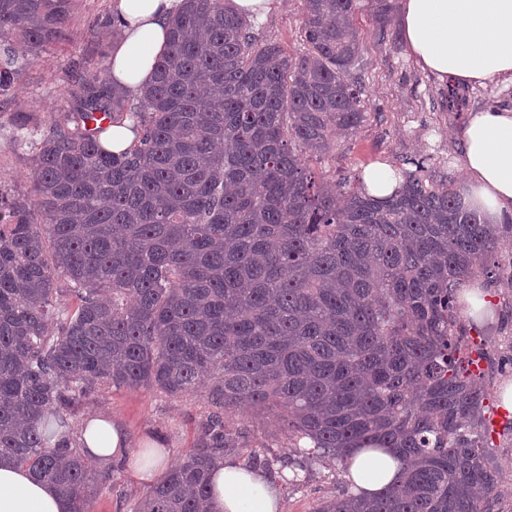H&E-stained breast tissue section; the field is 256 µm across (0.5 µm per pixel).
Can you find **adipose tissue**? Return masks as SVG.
Instances as JSON below:
<instances>
[{
  "label": "adipose tissue",
  "mask_w": 512,
  "mask_h": 512,
  "mask_svg": "<svg viewBox=\"0 0 512 512\" xmlns=\"http://www.w3.org/2000/svg\"><path fill=\"white\" fill-rule=\"evenodd\" d=\"M181 0H114L120 37L112 47L110 79L129 95H140L153 79L167 48V31ZM403 37L417 63L439 78L473 84L512 80V0H401ZM464 175L462 202L487 224L512 216V109L471 113L459 133ZM85 455L107 464L136 456L148 479L167 468L170 457L155 441L133 447L121 423L105 412L85 417L78 428ZM400 469L395 449L362 448L345 479L352 494L374 496ZM212 512H281L278 486L260 469L235 458L219 460L210 479ZM65 498L20 467L0 463V512H68Z\"/></svg>",
  "instance_id": "1"
}]
</instances>
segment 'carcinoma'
Instances as JSON below:
<instances>
[{"label":"carcinoma","mask_w":512,"mask_h":512,"mask_svg":"<svg viewBox=\"0 0 512 512\" xmlns=\"http://www.w3.org/2000/svg\"><path fill=\"white\" fill-rule=\"evenodd\" d=\"M307 52L262 41L224 0H186L151 85L137 99L108 67L73 64V126L36 143L31 204L0 194V460L91 512L106 474L70 437L69 417L102 386L201 387L215 407L197 448L133 512H208L216 460L242 447L224 416L271 414L296 440L275 470L394 448L404 467L378 497L341 490L314 512H491L488 390L456 336L466 278L497 225L465 209L422 162L379 199L363 183L312 180L336 132L365 121L352 71L359 0H303ZM380 29L389 0H371ZM73 0H0V93L65 33ZM132 121L115 155L86 128ZM65 287H57L58 282Z\"/></svg>","instance_id":"carcinoma-1"}]
</instances>
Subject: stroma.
Here are the masks:
<instances>
[{
    "instance_id": "1",
    "label": "stroma",
    "mask_w": 512,
    "mask_h": 512,
    "mask_svg": "<svg viewBox=\"0 0 512 512\" xmlns=\"http://www.w3.org/2000/svg\"><path fill=\"white\" fill-rule=\"evenodd\" d=\"M112 2L73 0L64 39L37 54L17 48V55L26 64L9 91L0 95V193L8 199L25 204L33 197L29 174L35 150L33 145L18 142V124L45 131L66 121L74 105L73 61L93 68L108 61L112 53L118 35L117 27L110 23ZM302 12V0H282L277 10L253 20L252 26L260 39L279 43L293 56L304 49ZM372 13L371 5L362 0L355 15L362 36L357 75L368 118L355 133L336 136L330 152L316 165V174L331 182L353 183L369 165L386 162L399 167L415 158L422 161L427 182L461 189L457 133L469 113L491 110L502 103L512 106V82L495 79L469 84L465 103L449 109L447 81L423 71L411 56L399 26L398 10L390 12V35L383 41L378 38ZM488 262L499 268L498 275L484 282L498 305V314L477 328L463 316L458 322L466 347L479 341L489 354L484 383L489 392L486 405L494 409L499 405L500 384L512 379L511 230L499 229ZM97 410L112 413L133 443L154 439L179 462L196 448L214 408L201 390L172 397L157 390L103 387L75 407L71 426H78L87 413ZM227 422L231 428L246 430L249 447L264 448L270 457L287 456L292 439L275 418L247 412L228 416ZM248 449L236 450V458L249 462ZM485 452L501 476L492 496V512H512V426L501 429ZM149 487V482L137 479L126 464L115 463L109 480L99 488L92 512H130L133 498ZM340 490L333 469L313 464L304 486L283 485L282 512H313L321 499Z\"/></svg>"
}]
</instances>
